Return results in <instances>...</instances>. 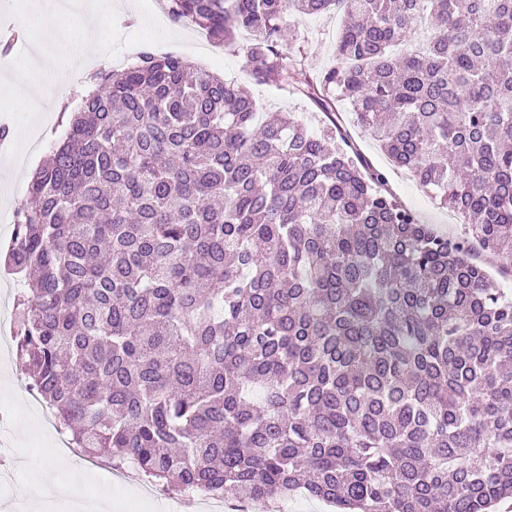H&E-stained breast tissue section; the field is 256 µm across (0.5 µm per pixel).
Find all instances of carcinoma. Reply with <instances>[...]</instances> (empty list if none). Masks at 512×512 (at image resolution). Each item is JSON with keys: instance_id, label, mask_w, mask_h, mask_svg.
Instances as JSON below:
<instances>
[{"instance_id": "1", "label": "carcinoma", "mask_w": 512, "mask_h": 512, "mask_svg": "<svg viewBox=\"0 0 512 512\" xmlns=\"http://www.w3.org/2000/svg\"><path fill=\"white\" fill-rule=\"evenodd\" d=\"M336 64L286 29L330 7ZM251 77L351 108L468 230L403 204L336 125L150 50L100 73L4 265L12 341L70 444L171 492L339 512L512 498V0H170ZM277 503H281V511L268 512H336L335 508L304 494H295L288 499L277 500Z\"/></svg>"}]
</instances>
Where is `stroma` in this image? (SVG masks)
<instances>
[{"mask_svg":"<svg viewBox=\"0 0 512 512\" xmlns=\"http://www.w3.org/2000/svg\"><path fill=\"white\" fill-rule=\"evenodd\" d=\"M161 25L176 35V42L161 45L164 54L186 58L224 79L244 86L265 112H292L312 128L323 126L327 118L308 101L269 85L255 83L250 77L249 61L242 46L227 47L212 40L205 31L170 20L163 0H150ZM344 13L332 10L299 21L292 36L312 68L336 61L335 47ZM49 95L39 98L42 113L30 134L24 158L14 162L0 153V254L5 253L13 226L9 219L27 198V188L35 169L46 161L50 148L65 139L68 125L59 119L58 110L49 106ZM336 122L345 128L363 156L382 170L397 196L414 209L422 221L438 230L462 236L459 219L441 208L433 195L407 172L395 168L368 133L358 127L349 109L338 105ZM77 461L59 444V432L48 422L31 398L30 380L16 360L11 339L0 338V471L9 472L7 483H0V512H29L32 500H45L44 489L31 490L29 474L41 471L46 487L67 481ZM127 482H113L110 468L95 465L86 472L84 488L91 501L115 503L117 512H206L200 496H173L155 491L144 496L143 479L136 468H128Z\"/></svg>","mask_w":512,"mask_h":512,"instance_id":"stroma-1","label":"stroma"}]
</instances>
